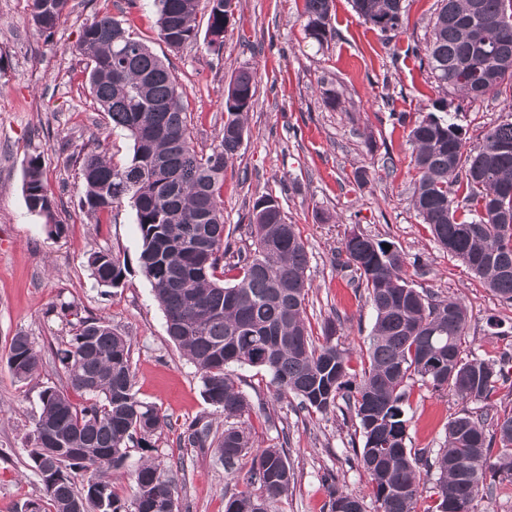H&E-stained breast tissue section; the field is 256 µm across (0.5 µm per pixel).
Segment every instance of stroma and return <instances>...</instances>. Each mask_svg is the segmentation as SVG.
I'll return each mask as SVG.
<instances>
[{
  "label": "stroma",
  "mask_w": 512,
  "mask_h": 512,
  "mask_svg": "<svg viewBox=\"0 0 512 512\" xmlns=\"http://www.w3.org/2000/svg\"><path fill=\"white\" fill-rule=\"evenodd\" d=\"M303 5L233 0L223 45L214 52L201 39L169 50L159 37L153 0H71L48 36L32 29L30 0H0V449L8 453L0 458V512H21L26 501L43 495L29 468L27 436L42 387L66 383L50 358L73 332L69 318L54 311L64 302L81 317H107L129 338L137 395L167 420L149 448H130L124 467L112 475L114 492L129 499L131 473L145 456L168 467L184 462L175 490L179 512H224L240 489L214 450L179 445L186 423L203 417L220 426L224 419L205 401L194 365L166 333L164 313L138 265L133 210L124 205L95 216L81 206L83 157L96 153L123 166L133 153L127 133L100 112L87 60L77 51L83 25L98 15L124 20L133 36L170 63L197 150H209L224 127L232 75L254 71L257 94L244 116L247 134L224 172L225 232L232 251H248L255 199L278 197L307 250L306 319L315 342H322L327 319L339 318L341 343L353 368H360L376 313L365 295L355 294L350 271L335 263L343 240L355 232L393 242L414 287L467 305L468 356L495 359L512 351V303L448 255L412 206L418 175L409 140L414 123L445 99L467 149H477L486 130L512 113V94L473 101L437 86L424 48L439 0H405V24L391 33L365 24L350 0H334L336 36L322 45L304 30ZM331 95L332 107L326 103ZM33 153L42 156L44 183L64 226L57 236L25 204L23 161ZM104 248L128 260L120 285L110 290L98 286L87 263ZM19 332L47 356L38 376L21 382L7 366ZM231 372L251 406L255 447L283 448L295 473L277 512H324L332 482L375 512L355 456L363 439L354 417L300 409L294 396L276 394L265 370L235 366ZM476 408V402L413 383L403 406L407 446L442 448L449 420Z\"/></svg>",
  "instance_id": "obj_1"
}]
</instances>
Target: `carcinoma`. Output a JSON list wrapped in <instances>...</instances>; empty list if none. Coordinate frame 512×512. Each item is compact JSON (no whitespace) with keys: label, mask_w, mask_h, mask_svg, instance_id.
I'll return each instance as SVG.
<instances>
[{"label":"carcinoma","mask_w":512,"mask_h":512,"mask_svg":"<svg viewBox=\"0 0 512 512\" xmlns=\"http://www.w3.org/2000/svg\"><path fill=\"white\" fill-rule=\"evenodd\" d=\"M69 0H32L31 19L50 34ZM199 0H155L160 39L172 50L197 41ZM232 0H209L206 37L213 50L229 20ZM364 22L382 33L398 30L403 0H352ZM333 0H304L305 31L322 45L336 36ZM90 61L88 81L112 127L133 142L129 164L118 167L100 154L84 157L83 206L96 214L127 204L135 212L141 239L138 264L166 317L168 336L199 374L205 400L230 425L220 436L198 419L183 444L217 448L224 467L235 471L253 449L246 427L250 404L227 372L232 365L264 369L278 395H292L309 411L326 414L343 401L353 409L363 437L360 461L369 478L377 512H415L423 480H435L434 512H476L475 502L494 494L486 475L512 485V411L498 415L463 412L448 422L445 447L435 457L406 446L403 405L409 382L446 389L462 400L488 402L512 377V359L464 357L466 306L456 298L437 300L403 277L405 258L386 241L352 233L338 256L355 273L376 319L369 336L367 367L352 371L339 347L336 320L327 322L317 344L305 321L310 288L308 256L295 225L286 222L271 194L252 206L253 249L224 263V215L220 207L224 168L246 135L242 116L253 104L256 76L241 70L231 77L224 100V129L207 153L192 145L183 91L166 64L132 36L122 20L104 15L85 24L77 46ZM496 66L495 79L477 86L462 71L482 53ZM426 57L432 78L450 93L480 99L512 85V0H441L432 20ZM419 179L414 207L434 239L478 276L499 298L512 302V115L491 127L476 152H464L465 137L453 116L430 113L409 133ZM163 162L160 170L155 162ZM42 156L23 165L29 211L45 217L55 233L63 224L43 183ZM99 285L118 286L127 259L100 249L89 257ZM238 274L231 284L220 275ZM216 314L197 319L189 303ZM80 400L54 386L40 391V413L28 437L30 471L55 512H151L154 499L173 495L174 473L153 459L133 472L130 499L112 490V470L125 464L133 444L150 447L161 428L158 409L137 397L130 343L106 317L79 318L74 334L52 352ZM455 359V372L448 359ZM43 355L27 334L12 337L7 366L19 380L33 378ZM499 445L497 454L491 448ZM255 450V449H253ZM245 486L225 512H274L295 474L284 453L257 449L253 469L237 475ZM349 501L365 512L363 499L337 489L328 512Z\"/></svg>","instance_id":"obj_1"}]
</instances>
